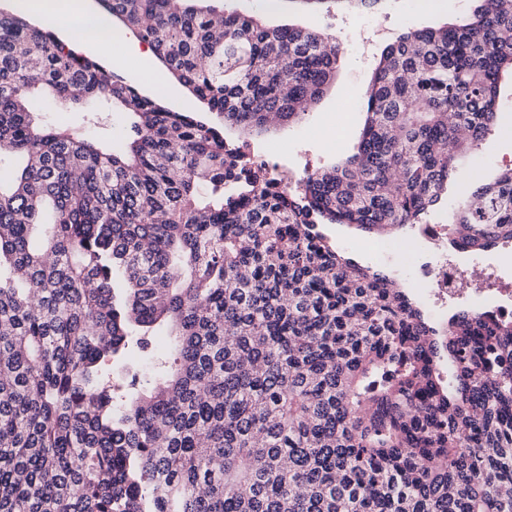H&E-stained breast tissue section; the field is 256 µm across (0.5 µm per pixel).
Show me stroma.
Segmentation results:
<instances>
[{"instance_id": "35a3bbf8", "label": "stroma", "mask_w": 512, "mask_h": 512, "mask_svg": "<svg viewBox=\"0 0 512 512\" xmlns=\"http://www.w3.org/2000/svg\"><path fill=\"white\" fill-rule=\"evenodd\" d=\"M234 9L262 11L269 24H289L335 36L343 45L336 77L324 96L313 104L303 118L290 126H278L261 135L243 136L225 131L227 140L242 144L246 153L278 162L292 175L325 169L351 155L359 142L364 124L363 95L371 83L374 69L384 48L404 28H423L454 24L474 7L473 0H381L374 12L365 14L335 4L316 9L296 10L285 0H270L260 7L258 0H235ZM377 24L378 35L362 41L361 29ZM42 124H65L86 138L121 146L130 131L131 114L101 106L84 112L62 110L49 98L32 103ZM512 165V80L503 79L499 96V126L491 130L474 152L457 156L455 172L448 185V202L428 213L427 218L448 222L451 205L475 185L476 177L492 180ZM331 243L361 265L392 272L393 260H378L366 244L368 239L354 228L336 232L324 225Z\"/></svg>"}]
</instances>
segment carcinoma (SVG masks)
Wrapping results in <instances>:
<instances>
[{"label":"carcinoma","mask_w":512,"mask_h":512,"mask_svg":"<svg viewBox=\"0 0 512 512\" xmlns=\"http://www.w3.org/2000/svg\"><path fill=\"white\" fill-rule=\"evenodd\" d=\"M202 105L176 111L0 10V512H512V318L439 334L319 224H420L495 124L512 0L382 52L357 153L273 191L244 135L325 93L341 46L211 0H99ZM100 99L124 145L41 125ZM512 240V169L453 210ZM175 329L166 355L151 337ZM448 362L451 384L438 365Z\"/></svg>","instance_id":"carcinoma-1"}]
</instances>
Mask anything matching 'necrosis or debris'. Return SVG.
<instances>
[{
  "label": "necrosis or debris",
  "mask_w": 512,
  "mask_h": 512,
  "mask_svg": "<svg viewBox=\"0 0 512 512\" xmlns=\"http://www.w3.org/2000/svg\"><path fill=\"white\" fill-rule=\"evenodd\" d=\"M449 225L424 222L414 225L408 238L409 257L400 261L397 276L410 285L440 328L448 326V303L461 298L468 309L512 317V289L492 288L488 281L497 275L512 277V271L497 270L490 262V251L472 253L461 262L459 249L450 238Z\"/></svg>",
  "instance_id": "obj_1"
}]
</instances>
